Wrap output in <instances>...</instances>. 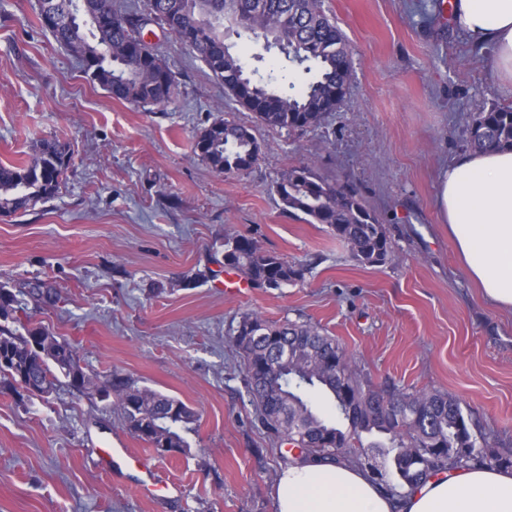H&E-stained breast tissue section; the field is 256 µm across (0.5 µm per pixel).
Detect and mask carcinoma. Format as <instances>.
<instances>
[{
  "instance_id": "1",
  "label": "carcinoma",
  "mask_w": 512,
  "mask_h": 512,
  "mask_svg": "<svg viewBox=\"0 0 512 512\" xmlns=\"http://www.w3.org/2000/svg\"><path fill=\"white\" fill-rule=\"evenodd\" d=\"M64 23L52 32L55 40L83 62L84 73L112 97L137 105L162 106L172 97L171 72L161 75L153 62L142 58L147 46L141 29L152 21L167 27L176 40L189 46L225 92L258 121L271 128L303 131L322 123L326 114L342 102L351 75V53L342 31L321 9V0H196L201 20L194 14L172 10L180 0H147L143 14H118L112 0H51ZM231 7L244 29L256 36L287 46L291 61L314 63L317 74L302 87L286 81L273 87L245 80L240 59L224 45L216 23ZM249 128L221 121L205 129L195 143L197 155L217 173L247 170L255 164L251 147L255 136ZM467 148L512 149V106H496L480 112L467 129ZM66 148L51 140L41 143L36 155L20 165L0 162V212L12 213L54 198L68 169ZM284 212L309 224H324L362 265L379 266L390 259L391 240L384 225L357 192L315 174L307 167L288 170L275 183ZM224 266L243 274L256 288L279 289L304 281L310 265L290 263L259 247L242 235L224 238ZM41 304L55 301V292L42 283L18 293H0V317L12 325H0V386L16 395L26 370L36 372L42 383L56 387L72 384L74 373L63 364L43 359L31 347L34 329L16 313L23 310L18 296ZM231 340L243 360V382L255 410V418L279 443L298 448L300 457L355 456L393 490L418 485L431 472L450 467L486 466L512 469V452H500L474 431L471 414L461 401L440 391L406 392L396 387L375 386L358 370L336 340L306 322L286 319L269 322L256 313L241 317L230 329ZM289 346L293 364L276 352ZM313 390L324 392L336 407V415L317 412L308 399ZM115 398L123 423L136 407L140 429L130 433L149 447L172 448L177 456H189L187 435L194 431V411L182 400L128 377L112 375L105 389ZM394 401L392 418L382 417L379 399ZM348 422V428L336 421ZM396 477L393 483L387 475Z\"/></svg>"
}]
</instances>
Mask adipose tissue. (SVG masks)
<instances>
[{
  "label": "adipose tissue",
  "mask_w": 512,
  "mask_h": 512,
  "mask_svg": "<svg viewBox=\"0 0 512 512\" xmlns=\"http://www.w3.org/2000/svg\"><path fill=\"white\" fill-rule=\"evenodd\" d=\"M450 21L472 46L492 51V70L512 97V0H451ZM436 205L472 280L492 305L512 311V151L459 153L441 170ZM276 512H512V473L463 467L388 491L357 463L318 458L285 468Z\"/></svg>",
  "instance_id": "1"
}]
</instances>
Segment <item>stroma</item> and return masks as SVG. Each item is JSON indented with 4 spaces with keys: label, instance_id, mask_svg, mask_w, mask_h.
Masks as SVG:
<instances>
[{
    "label": "stroma",
    "instance_id": "obj_1",
    "mask_svg": "<svg viewBox=\"0 0 512 512\" xmlns=\"http://www.w3.org/2000/svg\"><path fill=\"white\" fill-rule=\"evenodd\" d=\"M437 0H323L352 50L346 95L321 125H261L189 47L158 24L144 40L176 81L143 108L90 83L40 24L38 0H0V159H31L56 139L72 160L59 194L0 214V285L41 281L29 322L72 344L94 382L125 375L191 407L189 457L160 456L95 392L0 393V512H275L282 461L254 420L229 330L247 313L303 320L336 337L378 385L459 398L493 448L512 449V312L485 301L435 203L441 168L466 148L474 115L512 104ZM224 42L255 79L311 75L233 28ZM226 120L251 129L248 170L217 173L197 136ZM308 167L351 185L385 224L391 260L364 266L326 226L284 213L273 186ZM240 234L295 263L303 283L227 293L224 238ZM108 442L144 457L163 489L99 464Z\"/></svg>",
    "mask_w": 512,
    "mask_h": 512
}]
</instances>
